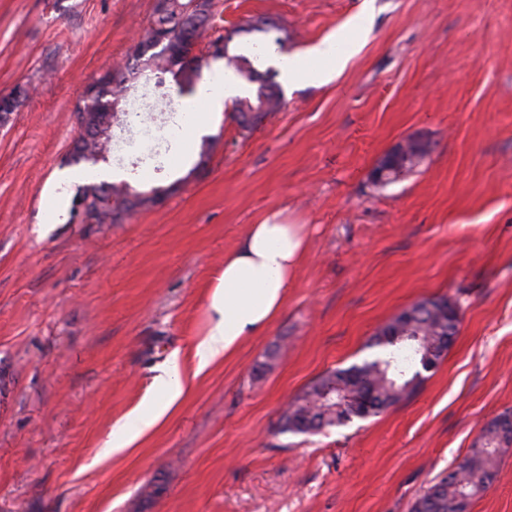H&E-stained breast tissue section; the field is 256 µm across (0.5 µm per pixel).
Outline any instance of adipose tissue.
<instances>
[{
	"instance_id": "1",
	"label": "adipose tissue",
	"mask_w": 512,
	"mask_h": 512,
	"mask_svg": "<svg viewBox=\"0 0 512 512\" xmlns=\"http://www.w3.org/2000/svg\"><path fill=\"white\" fill-rule=\"evenodd\" d=\"M338 41L324 40L313 48L311 60H280L286 81L296 85L331 82L347 62L348 53L339 52ZM307 250L305 225L289 223L283 212L267 214L250 225L236 248L224 256L210 294L216 315L206 336L186 359H173L156 384L164 397L152 407L136 410L122 426L119 437L106 441V453L121 451L153 431L185 391L179 377L182 361L203 371L213 361L233 353L244 337L271 325L280 314L303 263Z\"/></svg>"
}]
</instances>
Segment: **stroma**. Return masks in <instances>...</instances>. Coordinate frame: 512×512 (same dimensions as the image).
I'll return each mask as SVG.
<instances>
[{
    "instance_id": "stroma-1",
    "label": "stroma",
    "mask_w": 512,
    "mask_h": 512,
    "mask_svg": "<svg viewBox=\"0 0 512 512\" xmlns=\"http://www.w3.org/2000/svg\"><path fill=\"white\" fill-rule=\"evenodd\" d=\"M196 46L253 56L283 37L303 58L361 25L329 84L298 85L252 129L231 109L202 144L178 139L155 176L72 164L86 85L143 40L155 0H0V512H411L512 412V0H216ZM260 17L278 31L244 33ZM430 144L392 183L372 177L404 139ZM163 202L116 224L71 211L81 181ZM57 195L64 210L49 222ZM281 211L306 225L305 260L275 322L194 373L156 429L104 455L117 425L162 397L155 378L215 315L224 255ZM447 297L459 331L409 398L317 435L283 434L287 402L375 354V331ZM468 512H512V446Z\"/></svg>"
}]
</instances>
